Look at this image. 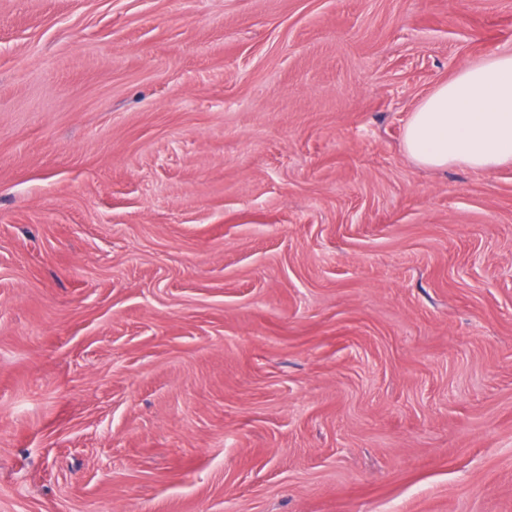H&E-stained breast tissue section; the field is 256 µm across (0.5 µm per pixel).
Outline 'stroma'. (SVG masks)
Returning <instances> with one entry per match:
<instances>
[{"label": "stroma", "instance_id": "obj_1", "mask_svg": "<svg viewBox=\"0 0 512 512\" xmlns=\"http://www.w3.org/2000/svg\"><path fill=\"white\" fill-rule=\"evenodd\" d=\"M512 0H0V512H512V162L411 113Z\"/></svg>", "mask_w": 512, "mask_h": 512}]
</instances>
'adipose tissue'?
I'll return each instance as SVG.
<instances>
[{"label":"adipose tissue","instance_id":"1","mask_svg":"<svg viewBox=\"0 0 512 512\" xmlns=\"http://www.w3.org/2000/svg\"><path fill=\"white\" fill-rule=\"evenodd\" d=\"M404 148L419 164L491 170L512 161V52L468 63L412 113Z\"/></svg>","mask_w":512,"mask_h":512}]
</instances>
